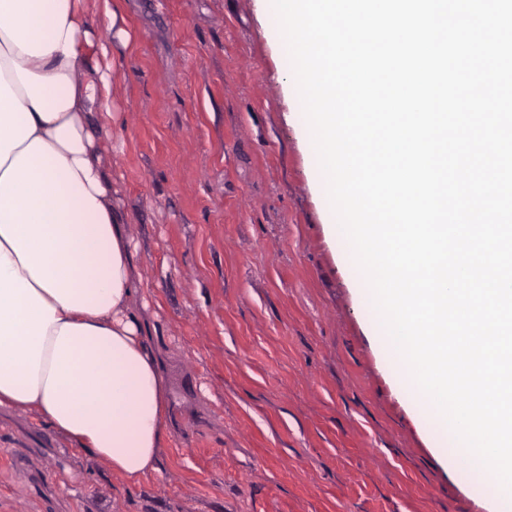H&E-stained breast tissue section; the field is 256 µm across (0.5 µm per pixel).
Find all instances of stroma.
<instances>
[{"label": "stroma", "instance_id": "stroma-1", "mask_svg": "<svg viewBox=\"0 0 512 512\" xmlns=\"http://www.w3.org/2000/svg\"><path fill=\"white\" fill-rule=\"evenodd\" d=\"M112 179L168 387L159 474L127 486L0 410V512H486L399 388L314 187L257 0H118Z\"/></svg>", "mask_w": 512, "mask_h": 512}]
</instances>
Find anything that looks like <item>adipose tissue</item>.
I'll list each match as a JSON object with an SVG mask.
<instances>
[{"label": "adipose tissue", "instance_id": "obj_1", "mask_svg": "<svg viewBox=\"0 0 512 512\" xmlns=\"http://www.w3.org/2000/svg\"><path fill=\"white\" fill-rule=\"evenodd\" d=\"M115 0H0V407L136 484L160 472L167 392L109 139Z\"/></svg>", "mask_w": 512, "mask_h": 512}]
</instances>
